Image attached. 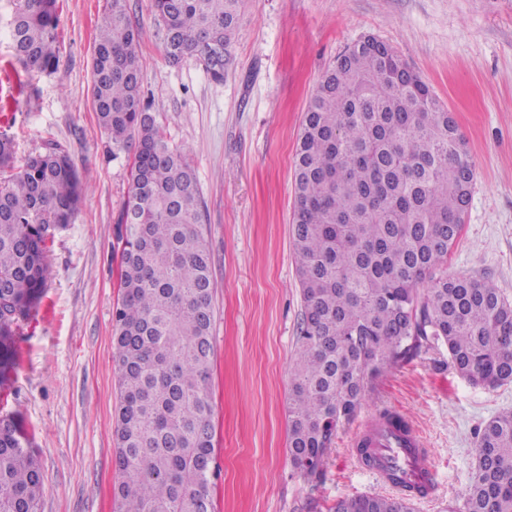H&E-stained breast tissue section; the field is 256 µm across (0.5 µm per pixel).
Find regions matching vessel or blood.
Returning <instances> with one entry per match:
<instances>
[{
	"label": "vessel or blood",
	"mask_w": 512,
	"mask_h": 512,
	"mask_svg": "<svg viewBox=\"0 0 512 512\" xmlns=\"http://www.w3.org/2000/svg\"><path fill=\"white\" fill-rule=\"evenodd\" d=\"M364 434L370 437L372 448L382 460L380 466L369 471L377 484L390 486L389 471L393 468L399 469L406 480L434 484L436 472L426 451V441L418 431L412 429L398 437L386 423L370 421Z\"/></svg>",
	"instance_id": "b4317fda"
}]
</instances>
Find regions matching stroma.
Returning <instances> with one entry per match:
<instances>
[{"label":"stroma","instance_id":"35a3bbf8","mask_svg":"<svg viewBox=\"0 0 512 512\" xmlns=\"http://www.w3.org/2000/svg\"><path fill=\"white\" fill-rule=\"evenodd\" d=\"M60 66L19 94L10 0H0V132L18 156L55 138L84 193L56 235L42 302L20 325L19 360L0 416L22 420L44 474L40 512H114L113 309L119 215L133 152L113 151L91 101V60L107 0H58ZM142 28L144 93L171 142L188 149L209 245L214 347L216 512H330L379 493L355 460L361 425L389 410L428 441L436 470L414 512H447L476 470L475 433L512 411V384L490 389L450 367L446 348L393 365L338 430L321 481L288 455L290 369L304 311L293 256L294 157L307 103L336 57L362 36L393 47L459 125L475 165L453 276L491 279L512 299V0H242L223 80L195 60L169 64L153 0H127Z\"/></svg>","mask_w":512,"mask_h":512}]
</instances>
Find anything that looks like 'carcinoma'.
<instances>
[{"label": "carcinoma", "instance_id": "carcinoma-1", "mask_svg": "<svg viewBox=\"0 0 512 512\" xmlns=\"http://www.w3.org/2000/svg\"><path fill=\"white\" fill-rule=\"evenodd\" d=\"M241 0H154L169 63L193 58L221 81ZM19 93L54 73L57 0H15L10 22ZM141 30L109 0L92 58V102L116 149L136 147L119 223L122 297L114 315L113 487L117 512H215L207 463L215 428L209 390L216 285L202 199L187 150L148 125ZM362 39L311 96L294 161L292 240L304 303L291 370L288 454L321 477L337 429L397 362L447 347L455 371L488 388L512 382V302L489 279L435 276L464 225L474 164L430 87L388 44ZM0 135V387L17 363L14 336L51 278L48 243L72 223L82 183L52 140L15 165ZM429 279L430 288L418 284ZM477 469L450 512H512V412L477 434ZM44 476L20 422L0 417V512H39ZM344 498L333 512H414L410 487Z\"/></svg>", "mask_w": 512, "mask_h": 512}]
</instances>
